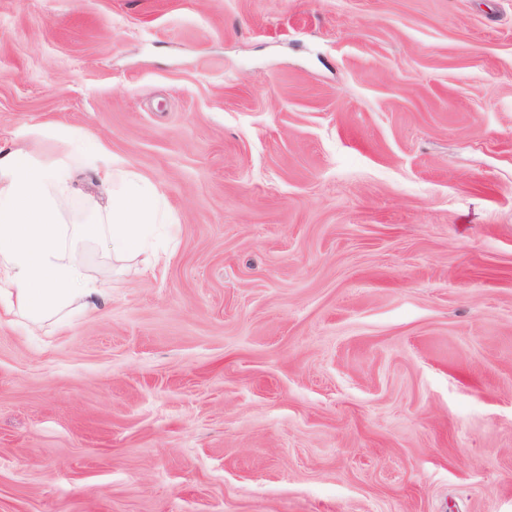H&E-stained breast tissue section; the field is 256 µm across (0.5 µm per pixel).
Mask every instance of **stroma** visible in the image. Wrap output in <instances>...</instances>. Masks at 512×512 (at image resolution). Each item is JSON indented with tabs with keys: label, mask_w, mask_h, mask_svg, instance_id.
Returning a JSON list of instances; mask_svg holds the SVG:
<instances>
[{
	"label": "stroma",
	"mask_w": 512,
	"mask_h": 512,
	"mask_svg": "<svg viewBox=\"0 0 512 512\" xmlns=\"http://www.w3.org/2000/svg\"><path fill=\"white\" fill-rule=\"evenodd\" d=\"M42 126L173 221L0 312V512H512V0H0Z\"/></svg>",
	"instance_id": "obj_1"
}]
</instances>
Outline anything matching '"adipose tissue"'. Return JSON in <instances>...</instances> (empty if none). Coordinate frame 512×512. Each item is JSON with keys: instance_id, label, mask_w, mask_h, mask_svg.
<instances>
[{"instance_id": "ef3b65f1", "label": "adipose tissue", "mask_w": 512, "mask_h": 512, "mask_svg": "<svg viewBox=\"0 0 512 512\" xmlns=\"http://www.w3.org/2000/svg\"><path fill=\"white\" fill-rule=\"evenodd\" d=\"M68 159L36 161L24 145L0 149V310L41 323L86 305L102 290L88 278L64 239L62 211L79 173L95 171L110 192L104 212L80 232L106 242L113 254L138 255L151 225L168 215L159 191L132 175L104 150L84 146L83 134L64 132Z\"/></svg>"}]
</instances>
